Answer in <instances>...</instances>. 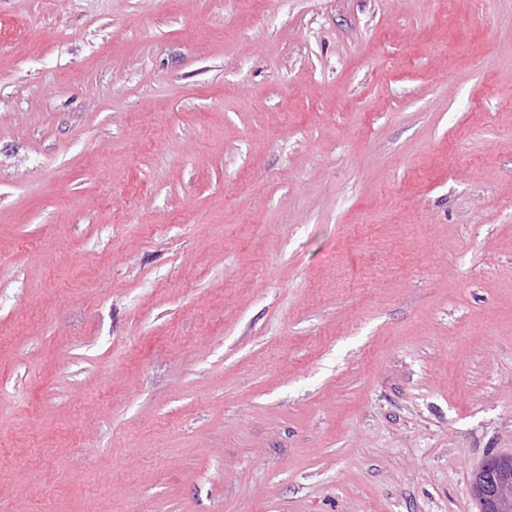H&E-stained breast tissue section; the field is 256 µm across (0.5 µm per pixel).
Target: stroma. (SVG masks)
<instances>
[{"instance_id":"obj_1","label":"stroma","mask_w":512,"mask_h":512,"mask_svg":"<svg viewBox=\"0 0 512 512\" xmlns=\"http://www.w3.org/2000/svg\"><path fill=\"white\" fill-rule=\"evenodd\" d=\"M512 454V0H0V512H477ZM490 457L486 459L481 466L475 471L472 480V490H478V505L480 512H491L493 510L487 508L490 506L497 510L509 509L512 505V478H508L505 474H501L496 478H491V483L488 482L490 478L488 473L491 467L502 465L503 462L510 461L512 456L504 457Z\"/></svg>"}]
</instances>
